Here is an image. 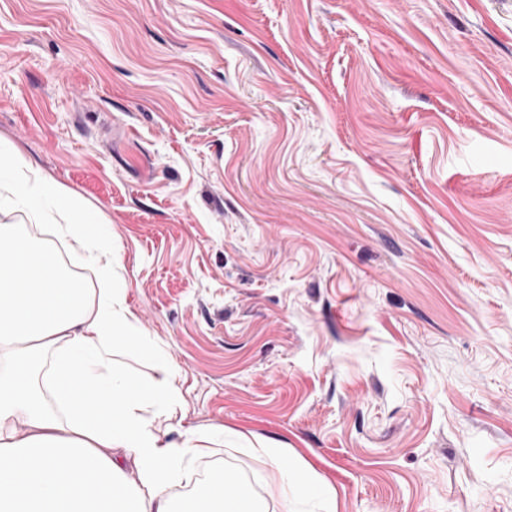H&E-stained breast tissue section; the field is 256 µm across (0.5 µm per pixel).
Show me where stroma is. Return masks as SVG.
Returning a JSON list of instances; mask_svg holds the SVG:
<instances>
[{"label": "stroma", "mask_w": 512, "mask_h": 512, "mask_svg": "<svg viewBox=\"0 0 512 512\" xmlns=\"http://www.w3.org/2000/svg\"><path fill=\"white\" fill-rule=\"evenodd\" d=\"M0 146L109 225L158 434L232 433L189 477L512 512V0H0ZM252 454L265 458L269 465L267 490L271 497L277 498L288 510V504L300 499H315L326 503L324 512H335L336 505L318 477L309 474L302 466L288 461L283 448L263 445L254 448Z\"/></svg>", "instance_id": "1"}]
</instances>
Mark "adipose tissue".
I'll return each mask as SVG.
<instances>
[{
	"mask_svg": "<svg viewBox=\"0 0 512 512\" xmlns=\"http://www.w3.org/2000/svg\"><path fill=\"white\" fill-rule=\"evenodd\" d=\"M2 196L59 217L103 285L90 292L45 276L49 250L0 226V263L12 270L0 278V512H258L248 493L228 503L220 472L174 510V488L219 436L194 429L162 440L152 421L179 403L176 369L163 364L160 377L142 381L115 369L116 345L138 350L150 338L112 283L117 251L106 225L19 158L0 163ZM255 454L269 465L270 496L336 512L318 477L283 449Z\"/></svg>",
	"mask_w": 512,
	"mask_h": 512,
	"instance_id": "obj_1",
	"label": "adipose tissue"
}]
</instances>
